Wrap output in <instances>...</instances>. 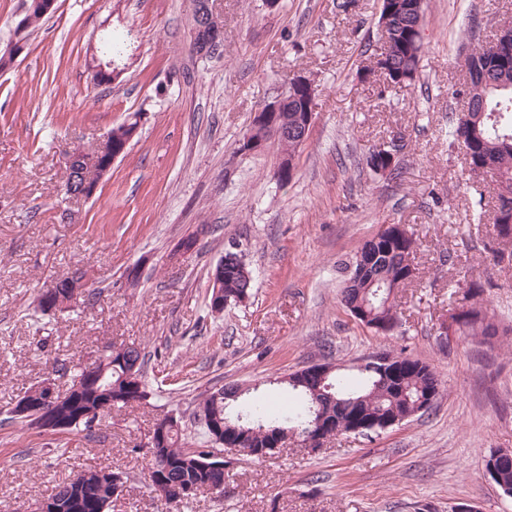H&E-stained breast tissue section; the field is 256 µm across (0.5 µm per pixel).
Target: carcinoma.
<instances>
[{
  "label": "carcinoma",
  "instance_id": "1",
  "mask_svg": "<svg viewBox=\"0 0 512 512\" xmlns=\"http://www.w3.org/2000/svg\"><path fill=\"white\" fill-rule=\"evenodd\" d=\"M212 17L209 29L223 27L219 16L213 14L208 0H192V15ZM405 29L388 31L392 52L386 59L378 61L383 69L415 71L420 61L421 46H414L409 55L399 56L394 52L396 44L404 36ZM491 89L486 94H477L471 100L474 122L473 140L481 148L480 157L489 164L493 190L497 199V210L512 213V64L496 68L490 75ZM361 251L378 255L370 272L359 275V260L344 262L339 267L342 274V297L348 310L362 306L379 320L393 322L392 329L400 325L398 303L389 301V296L398 294L406 285L410 262L415 260L417 242L409 237L402 243H394L385 237L377 242L369 241ZM55 296L48 301L37 297L38 308L43 311L64 310L70 307L69 278L53 282ZM252 288V273L242 252L228 249L224 253V279L219 289L224 302L237 304L249 298ZM484 288L471 283L466 286L464 296L471 300L469 316L458 332L460 336H479L489 343L497 336V326L487 319L483 309ZM389 373L380 377L374 372L356 369L358 382L352 385L348 375L337 369L327 377L326 396L322 397L323 410L334 417L335 435L348 433H380L385 426L399 418L411 415L419 408L428 394L440 395V383L432 368L419 359L403 354H391ZM145 355L135 347L121 346L109 353L100 362L101 380L93 382L73 393L57 405L58 416L74 427H83L87 435L94 433L91 420L111 411L145 399ZM135 368L137 381L125 377V368ZM280 384L288 392L285 408L272 413L257 401H244L239 387L231 385L222 392L206 394L199 403L196 414L217 418L224 424V439L234 444L242 439L258 445H266L270 437L286 430L304 428L314 419L311 411L310 385L298 377ZM210 454L208 448H192L183 437L181 425L167 429L163 443L157 446L154 455L147 460V470L159 468L165 473L169 486L186 484L205 486L216 478L203 470L198 461ZM486 468L494 469L496 483L501 490L512 492V456L493 451L486 460ZM107 468L85 470L68 482L57 486L48 496L58 507V512H102L112 503L117 487L106 477Z\"/></svg>",
  "mask_w": 512,
  "mask_h": 512
}]
</instances>
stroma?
I'll list each match as a JSON object with an SVG mask.
<instances>
[{"label":"stroma","instance_id":"1","mask_svg":"<svg viewBox=\"0 0 512 512\" xmlns=\"http://www.w3.org/2000/svg\"><path fill=\"white\" fill-rule=\"evenodd\" d=\"M211 0L224 40L210 59L191 47V0H57L13 67L0 71V411L49 377L113 344L145 353L142 404L100 418L97 436L0 426V512H36L54 486L116 468L112 512H512L488 475L512 452V240L498 236L489 181L470 176L448 127L463 102L464 55L493 37L512 0H425L423 48L409 88L364 76L379 48L381 0ZM118 49L111 85L90 81L86 52ZM315 88V119L279 183L276 140L244 154L254 112L296 77ZM140 113L138 135L95 196L63 199L65 154ZM401 141L392 174L373 148ZM414 232L416 280L398 294L402 326L379 334L341 301L339 263L382 225ZM195 237L193 250H179ZM253 272L248 300L211 313V275L229 244ZM138 267V285L125 273ZM82 271L97 296L41 313L38 293ZM482 284L495 346L436 324L458 286ZM431 366L440 396L426 413L378 434L342 435L318 453L288 447L234 456L223 498L180 505L145 487L156 421L193 412L206 393L254 384L276 403L275 378L309 364L341 367L376 351Z\"/></svg>","mask_w":512,"mask_h":512}]
</instances>
